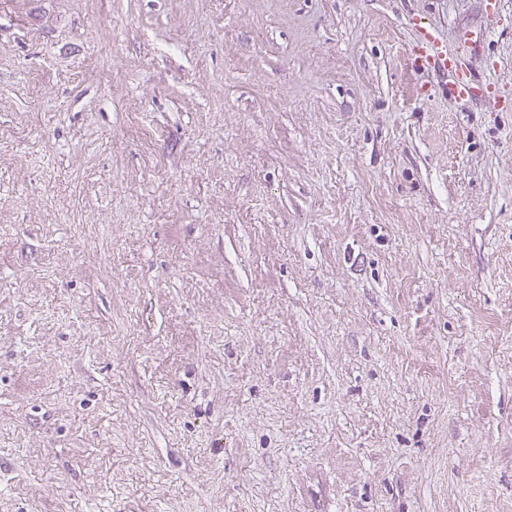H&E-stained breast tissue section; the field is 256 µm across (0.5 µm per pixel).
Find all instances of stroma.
Wrapping results in <instances>:
<instances>
[{"label": "stroma", "instance_id": "35a3bbf8", "mask_svg": "<svg viewBox=\"0 0 512 512\" xmlns=\"http://www.w3.org/2000/svg\"><path fill=\"white\" fill-rule=\"evenodd\" d=\"M498 97L512 0H0V512H512ZM419 41L413 47V62L418 70L431 72L438 77L448 78V73L453 75V80L443 86L449 97L472 98L482 96L492 87L481 84L476 75L471 72L459 71L456 60L448 54L445 41L431 30L420 32ZM454 73V74H453Z\"/></svg>", "mask_w": 512, "mask_h": 512}]
</instances>
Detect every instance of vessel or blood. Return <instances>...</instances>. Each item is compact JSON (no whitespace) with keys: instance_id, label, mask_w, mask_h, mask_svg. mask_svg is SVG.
Returning <instances> with one entry per match:
<instances>
[{"instance_id":"1","label":"vessel or blood","mask_w":512,"mask_h":512,"mask_svg":"<svg viewBox=\"0 0 512 512\" xmlns=\"http://www.w3.org/2000/svg\"><path fill=\"white\" fill-rule=\"evenodd\" d=\"M413 62L417 69L449 78L445 91L453 98H472L487 92V85L481 84L476 75L459 70L453 56L449 55L445 41L430 30L420 33L419 41L413 47Z\"/></svg>"}]
</instances>
